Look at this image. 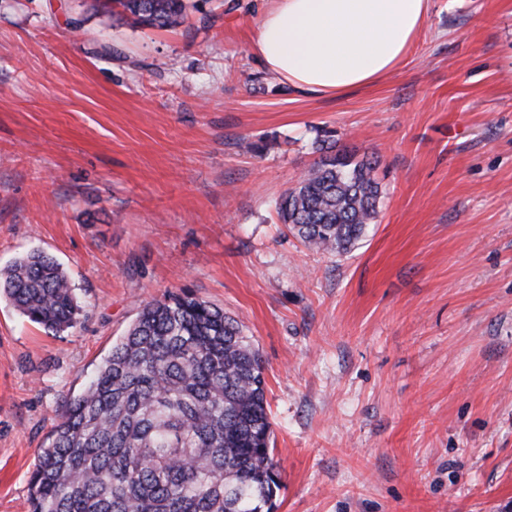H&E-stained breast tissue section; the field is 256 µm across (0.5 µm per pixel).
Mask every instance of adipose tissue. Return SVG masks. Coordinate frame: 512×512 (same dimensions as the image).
<instances>
[{
	"label": "adipose tissue",
	"mask_w": 512,
	"mask_h": 512,
	"mask_svg": "<svg viewBox=\"0 0 512 512\" xmlns=\"http://www.w3.org/2000/svg\"><path fill=\"white\" fill-rule=\"evenodd\" d=\"M431 7L432 0H267L251 47L275 80L337 97L401 66Z\"/></svg>",
	"instance_id": "1"
}]
</instances>
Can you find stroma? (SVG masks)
I'll return each mask as SVG.
<instances>
[{
  "instance_id": "obj_1",
  "label": "stroma",
  "mask_w": 512,
  "mask_h": 512,
  "mask_svg": "<svg viewBox=\"0 0 512 512\" xmlns=\"http://www.w3.org/2000/svg\"><path fill=\"white\" fill-rule=\"evenodd\" d=\"M0 0V267L39 250L83 312L0 300V512L143 303L189 289L265 367L275 512H512V0H432L404 64L295 92L251 40L263 0L131 25ZM377 158L379 215L339 257L275 209L318 135Z\"/></svg>"
}]
</instances>
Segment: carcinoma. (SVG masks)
<instances>
[{
    "label": "carcinoma",
    "instance_id": "obj_1",
    "mask_svg": "<svg viewBox=\"0 0 512 512\" xmlns=\"http://www.w3.org/2000/svg\"><path fill=\"white\" fill-rule=\"evenodd\" d=\"M134 23H180L185 0H96ZM275 203L304 244L342 256L367 236L376 161L324 149ZM0 297L48 334L81 315L51 256L0 269ZM259 350L243 325L188 290L145 303L95 378L69 400L29 479L31 512H273L279 488Z\"/></svg>",
    "mask_w": 512,
    "mask_h": 512
}]
</instances>
